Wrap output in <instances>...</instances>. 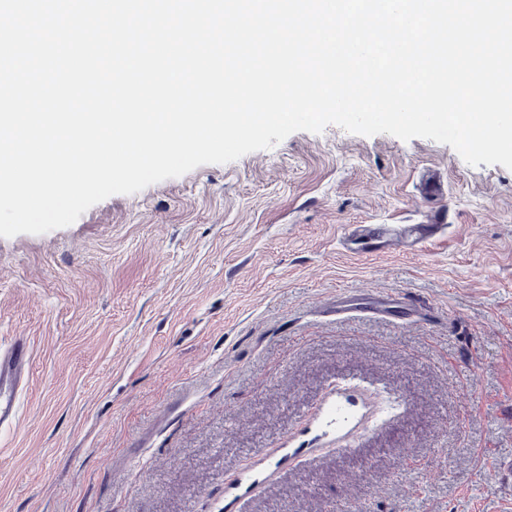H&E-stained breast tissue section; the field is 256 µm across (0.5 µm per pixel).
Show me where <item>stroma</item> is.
Returning a JSON list of instances; mask_svg holds the SVG:
<instances>
[{
    "label": "stroma",
    "instance_id": "1",
    "mask_svg": "<svg viewBox=\"0 0 512 512\" xmlns=\"http://www.w3.org/2000/svg\"><path fill=\"white\" fill-rule=\"evenodd\" d=\"M17 336L0 512H512V170L450 145L298 131L0 237ZM32 356L24 337L0 346V432L15 428L20 414V392L27 377Z\"/></svg>",
    "mask_w": 512,
    "mask_h": 512
}]
</instances>
